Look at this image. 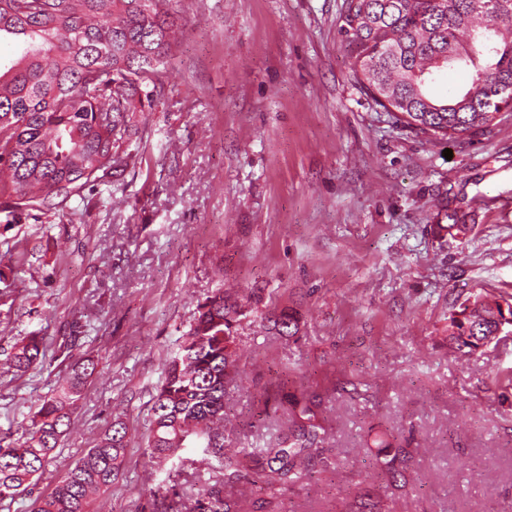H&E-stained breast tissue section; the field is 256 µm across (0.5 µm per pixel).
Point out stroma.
<instances>
[{"mask_svg":"<svg viewBox=\"0 0 512 512\" xmlns=\"http://www.w3.org/2000/svg\"><path fill=\"white\" fill-rule=\"evenodd\" d=\"M342 4L174 0L165 95L133 118L122 192L0 220V437L18 439L75 362L96 365L45 472L0 512H31L118 420L128 449L91 512H164L173 488L239 497L202 449L176 471L144 454L163 363L221 287L302 316L290 340L243 322L225 398L251 448L285 427L261 417L264 387L322 396L332 465L284 512H336L390 434L421 448L392 512H512V335L465 357L445 342L457 296L512 295V108L449 147L397 123L351 76ZM453 223L470 230H433ZM34 332L45 358L14 374L11 347Z\"/></svg>","mask_w":512,"mask_h":512,"instance_id":"1","label":"stroma"}]
</instances>
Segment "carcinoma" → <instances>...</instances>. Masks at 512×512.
I'll return each mask as SVG.
<instances>
[{"mask_svg":"<svg viewBox=\"0 0 512 512\" xmlns=\"http://www.w3.org/2000/svg\"><path fill=\"white\" fill-rule=\"evenodd\" d=\"M170 0H41L39 13L20 0H0V40L25 43L0 70V185L12 203L1 208L16 222L29 210L50 211L89 183L109 179L121 189L136 167L127 145L134 113L164 94V70L174 39ZM341 32L352 52V76L366 96L396 120L439 142H458L493 125L512 102V0H345ZM458 70L466 88L447 97L442 71ZM258 309L219 288L193 312L189 330L165 360L152 396L146 454L157 466L185 448H203L224 461L229 485H256L265 496L249 512H280L283 497L300 484L324 442L322 399L302 389L264 391V406L288 414L274 448H237L219 431L224 396L239 379L236 353L243 320ZM501 303L473 292L448 315V351H481L497 335ZM264 319L281 337L299 331V314L274 308ZM42 337L18 341L10 357L17 372L42 361ZM94 363L77 362L67 386L43 400L16 443L0 444V501L29 490L71 425ZM127 428L111 425L99 443L68 466L33 512H90L91 496L112 486L126 454ZM409 452L383 461L366 492L336 512H389L386 490L407 481ZM234 503L198 489L191 512H233Z\"/></svg>","mask_w":512,"mask_h":512,"instance_id":"carcinoma-1","label":"carcinoma"}]
</instances>
